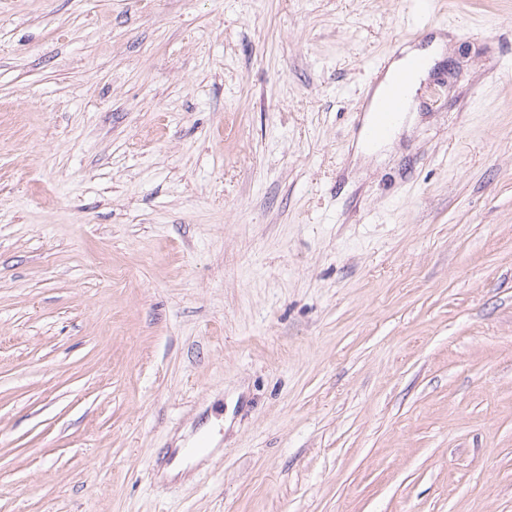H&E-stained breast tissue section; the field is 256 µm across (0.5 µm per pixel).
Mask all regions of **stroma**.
Listing matches in <instances>:
<instances>
[{"instance_id": "obj_1", "label": "stroma", "mask_w": 512, "mask_h": 512, "mask_svg": "<svg viewBox=\"0 0 512 512\" xmlns=\"http://www.w3.org/2000/svg\"><path fill=\"white\" fill-rule=\"evenodd\" d=\"M0 512H512V0H0ZM442 43L443 40L441 38H436L434 44L428 48H404L401 51L402 56L390 64L385 76L380 80L375 88L374 99L391 93L396 86V77L405 68L407 62L405 71L398 78L396 90L387 97L374 101L371 89H367L365 92L366 109L362 112H373L375 114L372 123L365 129V136L368 140H385L393 125L398 121L400 115L405 112L406 102L403 97V89L410 83L412 76L415 73L424 70L427 65L426 59L423 56L413 55H425L428 58L430 67V65L434 63V60L438 58L437 53L441 52ZM427 71L428 70H425L414 75L411 90L407 99L408 109H406V112H409L415 90L420 84V81L425 78Z\"/></svg>"}]
</instances>
